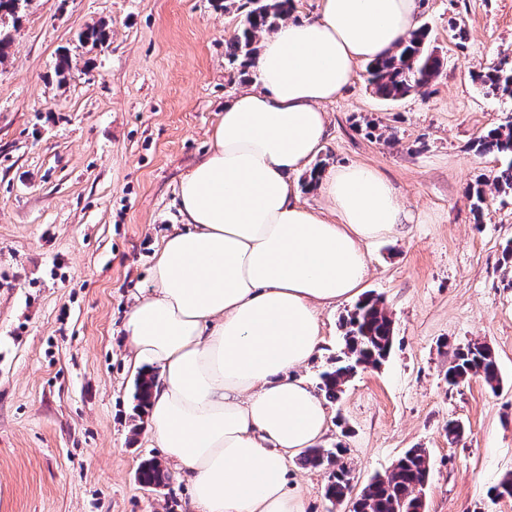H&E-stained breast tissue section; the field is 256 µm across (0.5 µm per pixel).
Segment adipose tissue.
<instances>
[{
  "instance_id": "obj_1",
  "label": "adipose tissue",
  "mask_w": 512,
  "mask_h": 512,
  "mask_svg": "<svg viewBox=\"0 0 512 512\" xmlns=\"http://www.w3.org/2000/svg\"><path fill=\"white\" fill-rule=\"evenodd\" d=\"M417 26V0H321L283 23L178 183L183 224L124 329L133 370L155 377L151 440L187 476L195 512H305L289 467L322 441L327 410L296 371L324 343L320 308L359 296L367 246L408 213L364 164L320 171L319 210L295 178L324 148L325 104Z\"/></svg>"
}]
</instances>
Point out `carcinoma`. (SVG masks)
Returning a JSON list of instances; mask_svg holds the SVG:
<instances>
[{
	"label": "carcinoma",
	"instance_id": "cac0c4a2",
	"mask_svg": "<svg viewBox=\"0 0 512 512\" xmlns=\"http://www.w3.org/2000/svg\"><path fill=\"white\" fill-rule=\"evenodd\" d=\"M224 11L241 16L237 32L227 41L224 60L229 79L249 76L258 52L257 37L262 32L276 30L293 11L294 0H224ZM428 28L424 25L412 31L398 49L369 62L366 71L373 92L386 100H400L420 92L438 78L444 59L427 43ZM79 42L96 48L109 40L102 26L91 27L78 34ZM487 93L512 100V67L497 64L476 74ZM481 153L497 155L500 166L493 178L495 188L503 193L512 191V121L490 129L477 141ZM344 349L333 366L320 375L319 390L328 400H334L342 387L358 371L379 368L389 356L393 345L392 321L377 298L359 302L343 320ZM452 365L448 366V385L457 386L473 376H480L495 391L500 378L495 353L485 344L471 343L453 350ZM343 449L326 451L308 448L303 454L311 466H330ZM429 465L426 450L411 448L400 457L392 469L377 475L363 487L353 502L352 512H421V492L428 481ZM146 485L164 486L170 480L158 462L146 461L139 471ZM352 477L341 467L331 471L326 495L336 505L351 494Z\"/></svg>",
	"mask_w": 512,
	"mask_h": 512
}]
</instances>
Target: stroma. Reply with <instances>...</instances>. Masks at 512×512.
Instances as JSON below:
<instances>
[{"label": "stroma", "instance_id": "stroma-1", "mask_svg": "<svg viewBox=\"0 0 512 512\" xmlns=\"http://www.w3.org/2000/svg\"><path fill=\"white\" fill-rule=\"evenodd\" d=\"M444 69L397 101L357 72L326 104L316 162L366 164L395 187L409 224L368 246L363 292L393 321V347L327 402L321 443L343 446L363 487L411 448L426 449L424 512H512V193L477 140L512 120V101L474 80L512 58V0H418ZM239 17L220 0H31L0 60V512H192L176 468L155 489L140 465L162 454L136 394L124 322L150 286L162 239L181 223L180 177L209 148L229 82L224 46ZM106 26L90 52L77 35ZM464 30L453 36V26ZM68 51L66 80L55 73ZM488 179L473 210L466 192ZM345 302L322 311L311 385L339 353ZM488 344L501 387L445 380L455 346ZM464 424L461 441L448 421ZM328 470L294 462L306 512H345Z\"/></svg>", "mask_w": 512, "mask_h": 512}]
</instances>
